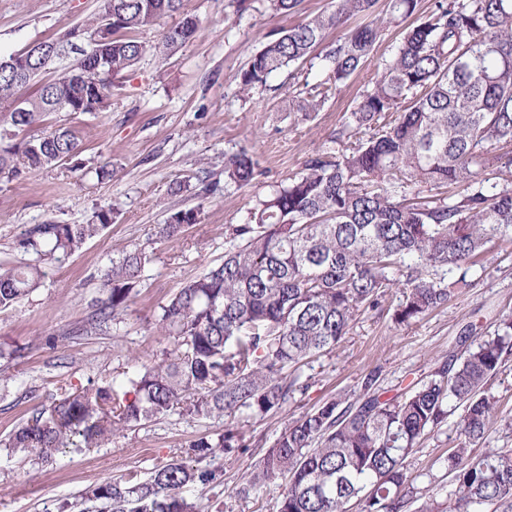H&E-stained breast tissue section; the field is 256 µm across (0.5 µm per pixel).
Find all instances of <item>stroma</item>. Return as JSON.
<instances>
[{
    "mask_svg": "<svg viewBox=\"0 0 512 512\" xmlns=\"http://www.w3.org/2000/svg\"><path fill=\"white\" fill-rule=\"evenodd\" d=\"M198 20L194 36L169 56L146 53L112 87L109 107L96 114L57 112L33 134L65 125L81 144L72 160L27 174L0 176V263L35 262L17 251L16 239L35 224H90L100 211L113 220L72 256L44 263L42 285L16 309L0 311V343L22 347L21 357L4 371L0 389V440L20 427L35 407L50 405L61 389L104 383L124 389L128 377L165 359L174 348L156 323L161 308L187 282L224 260L226 232L243 223L247 211L276 183L302 171L312 156L328 150L330 133L359 102L382 60L389 58L401 31L384 32L371 58L340 90L329 94L311 116L297 112L296 95L316 82L318 69H301L293 87L280 90L283 75L269 89L240 90L238 76L271 32L293 26L329 8L330 0H303L299 13L275 14L268 0H250L238 11L236 0H184ZM102 0H0V54L14 55L98 16ZM185 12V13H186ZM246 150L264 174L243 188L229 187L212 201H201L203 180L223 181L224 157ZM108 165L111 178L96 171ZM202 207L200 223L177 237L160 240L156 225L169 211ZM151 256L137 293L109 329L76 335L103 299V273L134 247ZM457 289L448 306L399 325L392 316L400 300L393 294L374 309L359 312L334 349L295 367L303 388L278 412L245 411L233 417L196 419L160 416L120 430L99 448L66 451L38 463L23 452L0 447V512H94L85 492L137 473L149 479L172 460L190 461L191 444L225 431L242 435L241 448H215L206 462L216 483L189 486L185 495L198 512H275L287 481L279 477L240 494L243 475L258 465L292 422L342 392L360 391L369 373L385 396L404 392L449 356L475 347L491 334L502 313H512V244H491ZM470 337H463V330ZM58 339L48 347L46 337ZM501 400V416L473 449L512 448V357L490 380ZM456 415L425 437L408 460L413 499L404 512H418L429 498L449 505L454 481L446 458L455 441Z\"/></svg>",
    "mask_w": 512,
    "mask_h": 512,
    "instance_id": "stroma-1",
    "label": "stroma"
}]
</instances>
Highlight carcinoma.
<instances>
[{
  "mask_svg": "<svg viewBox=\"0 0 512 512\" xmlns=\"http://www.w3.org/2000/svg\"><path fill=\"white\" fill-rule=\"evenodd\" d=\"M183 0H103L91 22L70 29L106 35L95 49L73 58L48 57L21 74L0 70V174L20 179L36 169L61 165L79 153L73 130L58 127L18 138L67 102L73 112H101L112 80L128 72L147 51L166 56L196 32L186 14L178 26L146 45L138 33L181 11ZM331 0L330 9L271 34L239 74L240 91L268 86L285 68L313 60L315 48L351 16H373L327 46L320 57L325 78L306 85L300 112H317L371 57L383 32L406 21L392 56L378 66L371 86L332 132L335 147L309 158L230 226L224 262L180 288L161 307L158 327L176 341L172 356L111 385L61 392L51 405L33 410L5 447L50 462L63 449L95 448L112 434L153 417L176 413L210 418L243 410L277 412L296 390L285 367L298 365L338 345L363 307L400 291L393 320L404 324L448 305L468 283L487 244L512 243V183L483 177L501 151L512 152V0H435L418 15L419 0ZM112 79H97L99 60ZM57 77L27 96L19 91L51 69ZM263 175L246 152L224 161L225 184L239 188ZM453 184L448 198L421 201L420 185ZM198 208L170 213L155 236L170 239L200 221ZM35 224L16 249L59 261L82 247L110 222ZM151 257L125 252L102 277L107 297L81 326L89 335L106 329L128 306ZM38 264H0V311L39 288ZM512 355V314L461 359L441 362L429 379L386 397L377 377H365L362 392L344 394L307 413L281 433L261 464L244 475L241 492L285 475L288 485L275 512H347L357 499L363 512H403L412 482L407 462L421 439L441 427L448 407L464 406L456 444L448 453L455 482L454 512L495 505L512 512V451L471 455L498 413L486 391ZM244 446L227 430L215 440L191 445L196 461L211 448ZM214 470L174 460L148 481L131 475L87 493L109 512H196L185 496L205 486Z\"/></svg>",
  "mask_w": 512,
  "mask_h": 512,
  "instance_id": "obj_1",
  "label": "carcinoma"
}]
</instances>
